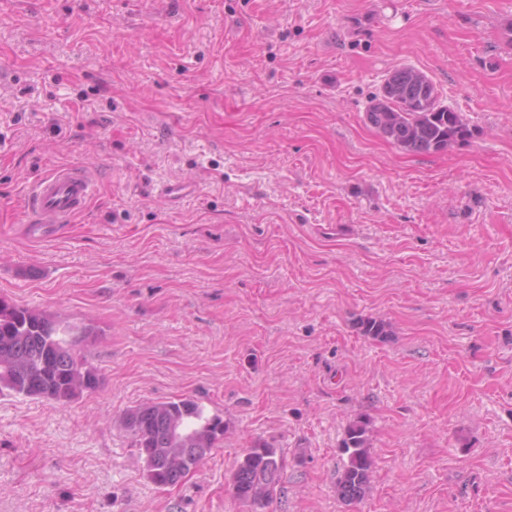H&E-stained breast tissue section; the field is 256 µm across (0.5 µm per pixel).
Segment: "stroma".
Here are the masks:
<instances>
[{
	"mask_svg": "<svg viewBox=\"0 0 512 512\" xmlns=\"http://www.w3.org/2000/svg\"><path fill=\"white\" fill-rule=\"evenodd\" d=\"M403 67L467 141L368 124ZM61 165L96 193L26 241ZM0 297L94 327L100 378L0 393V512H252L232 478L259 442L285 458L262 512H512V0H0ZM181 397L224 439L161 488L123 417ZM368 432V423L356 420L348 426L342 443L346 461L338 480V494L348 501L362 499L369 489L373 460Z\"/></svg>",
	"mask_w": 512,
	"mask_h": 512,
	"instance_id": "1",
	"label": "stroma"
}]
</instances>
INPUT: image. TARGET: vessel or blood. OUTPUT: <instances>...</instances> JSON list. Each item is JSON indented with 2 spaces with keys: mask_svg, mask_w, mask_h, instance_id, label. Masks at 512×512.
Instances as JSON below:
<instances>
[{
  "mask_svg": "<svg viewBox=\"0 0 512 512\" xmlns=\"http://www.w3.org/2000/svg\"><path fill=\"white\" fill-rule=\"evenodd\" d=\"M94 192L92 175L81 166L55 167L39 176L23 197L26 236L42 239L51 225L82 214Z\"/></svg>",
  "mask_w": 512,
  "mask_h": 512,
  "instance_id": "obj_1",
  "label": "vessel or blood"
}]
</instances>
